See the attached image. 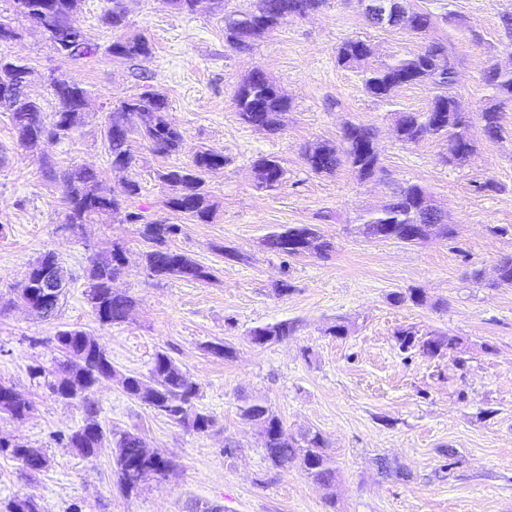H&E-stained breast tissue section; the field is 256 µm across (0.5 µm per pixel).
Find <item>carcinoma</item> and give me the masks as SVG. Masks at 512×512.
Instances as JSON below:
<instances>
[{"instance_id":"carcinoma-1","label":"carcinoma","mask_w":512,"mask_h":512,"mask_svg":"<svg viewBox=\"0 0 512 512\" xmlns=\"http://www.w3.org/2000/svg\"><path fill=\"white\" fill-rule=\"evenodd\" d=\"M14 28L0 30V43L17 38L24 26L39 21L53 32L52 49L65 60H81L95 56L100 47L87 42L79 51L70 46L74 37L71 25L78 24L80 0H8ZM326 0H258L254 10L240 16L224 19V32L230 47L245 51L251 43L278 29L290 19L307 16L319 10ZM104 23L114 31L125 27V0H110L103 14ZM394 27L424 39L420 49L405 57L395 58L379 66L362 71L364 90L372 97L386 100L394 92L393 77H403L402 85L427 84L434 92L429 108L424 112H401L397 116L398 140L416 143L426 138L439 137L447 141V162L460 164L474 150L470 134L473 119L468 112L454 108L456 96V69L446 43L426 39L433 29V16L426 10L411 9L401 16ZM105 54L117 60L147 59L152 55V44L140 35H120L113 38ZM367 42L347 40L337 50V61L344 66H355L368 59ZM483 80L494 98L478 112L484 135L496 140L501 135L500 106L504 99H512V69L499 70L489 66ZM52 95L57 109L49 114L41 103L28 93L0 82V112L10 115L17 141L24 145L32 139L45 137L55 143L68 137L81 123L80 103L89 97L87 88L72 83ZM240 119L254 127L275 131L281 117L288 112V101L267 73L257 67L240 84L236 93ZM446 110L441 127L430 123V113ZM169 103L160 92H143L120 102L108 112L105 137L109 157L110 176H102L88 165H76L59 175L65 203L64 228L77 233L86 224L118 220L140 225L141 237L151 244L145 254L150 273L157 277L179 278L207 282L213 274L187 254L170 247L169 241L180 231V225L147 221L143 215L128 210L127 202L140 193V185L129 177L136 158L131 151L134 138L142 140L148 150L158 157L180 153L182 133L167 119ZM377 129L360 122H347L342 128L337 145L316 144L306 148L304 161L315 174H331L340 166L349 165L360 178H372L384 172L375 147ZM224 168V155L205 147L198 148L189 164L173 166L159 175L167 187L163 205L181 213L199 224L210 222L216 205L203 189V175ZM253 177L258 187L275 190L285 175L280 161L272 156H258L252 162ZM427 195L419 184H398L392 188L386 201L359 216L360 225L378 229L383 238L413 244L408 229L416 223L418 209ZM265 240L266 248L279 256L297 257L299 253L284 247L283 234ZM124 250L112 245L96 251L87 273L88 301L97 321L103 326L125 322L134 307V300L112 288V281L120 273ZM292 332L286 322L256 327L251 341L257 345L281 341ZM397 340L402 349L417 347L422 355L432 359L459 345L456 336H437L421 340L411 330H403ZM61 359L48 371L47 386L60 399L81 402L82 425L58 437L62 448H70L89 458L95 455L107 438H112L118 482L125 492H131L151 479L166 477L172 464L157 454H149L142 447L141 436L132 431L107 435L100 421V409L94 399L95 387L114 378L115 368L105 346L99 340L76 327L58 331L55 336ZM123 392L169 420L195 434L209 432L213 425L210 415L195 408L199 387L191 374L177 364L166 352L156 353L149 376L123 374L119 378ZM32 411V403L13 387L0 383V414L23 419ZM240 415L256 428L261 448L275 468L286 470L299 465L307 478L323 486L336 481V464L326 451L325 439L310 429L294 435L285 428L280 417L260 401H244ZM8 453L31 474L46 468L48 457L42 448L14 442L0 435V454Z\"/></svg>"}]
</instances>
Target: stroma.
<instances>
[{
	"mask_svg": "<svg viewBox=\"0 0 512 512\" xmlns=\"http://www.w3.org/2000/svg\"><path fill=\"white\" fill-rule=\"evenodd\" d=\"M255 0H225L224 15L199 9L173 11L166 0H127L126 34L153 47L147 61L97 56L59 58L37 31L24 32L0 52L32 68L28 91L47 111L55 101L48 72L90 92L84 124L71 137L33 148L16 142L0 112V382L33 403L21 420L0 417V434L44 449L47 468L26 473L0 455V512L16 500H34L40 512H512V286L497 282L496 263L512 256V102L501 108V136L471 134L466 162L445 160L446 144L399 142L393 131L401 112L425 110L427 86L369 97L359 67L336 60L349 38L369 43L368 65L416 52L418 39L372 28L355 0H327L308 18L292 20L239 52L224 39L225 14L253 8ZM434 15L432 37L447 42L457 69L456 94L464 111L485 104L487 66L512 67V39L500 27L512 0H410ZM262 68L287 97L283 131L272 134L240 120L237 87ZM154 89L168 98L169 120L184 149L153 156L134 142L131 171L140 194L129 207L149 220L180 225L172 248L213 274L208 282L151 276L148 249L134 224L98 222L81 234L61 230L64 204L55 171L86 164L108 168L103 131L108 111L127 97ZM372 125L387 179H359L347 167L311 173L302 152L313 143H336L346 121ZM224 156L222 170L206 174L217 204L209 223L193 224L166 209V186L157 174L189 163L198 147ZM278 157L285 178L278 189L257 188L251 164ZM417 183L447 215L452 233L410 246L368 239L360 215L380 205L391 184ZM309 224L331 244L328 257L276 256L263 239L282 228ZM123 247L126 261L114 286L131 295L129 320L103 326L87 302L84 270L95 249ZM235 258H225L224 249ZM52 251L72 274L54 318L43 321L12 302L14 290L42 253ZM287 295H277L281 284ZM421 303L396 302L409 291ZM288 322V339L257 346L253 328ZM347 333L334 335L335 326ZM78 327L96 337L120 372L148 376L156 352L173 357L197 380L198 410L214 419L204 435L187 432L129 399L113 381L95 398L108 432L134 431L168 458L172 470L124 494L111 443L86 458L60 447L57 435L81 425L76 400L57 398L35 376L59 359L53 338ZM426 339L440 333L458 346L430 359L400 349L398 331ZM231 347L224 358L211 347ZM264 402L290 433L319 431L336 460L328 487L300 467L277 470L265 458L252 424L239 414L243 400ZM234 441L233 454L223 452Z\"/></svg>",
	"mask_w": 512,
	"mask_h": 512,
	"instance_id": "stroma-1",
	"label": "stroma"
}]
</instances>
